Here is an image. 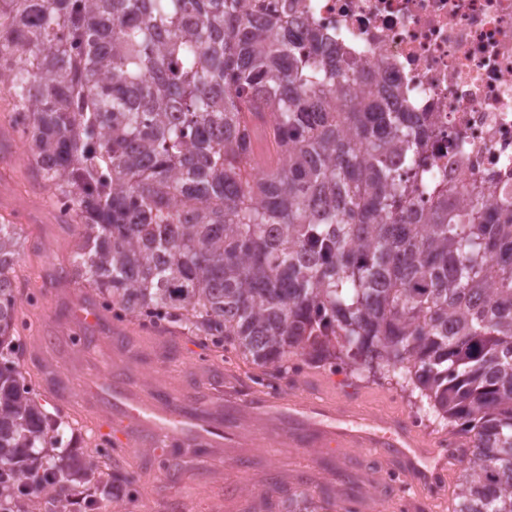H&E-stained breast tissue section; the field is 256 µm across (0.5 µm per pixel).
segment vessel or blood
<instances>
[{
    "label": "vessel or blood",
    "mask_w": 512,
    "mask_h": 512,
    "mask_svg": "<svg viewBox=\"0 0 512 512\" xmlns=\"http://www.w3.org/2000/svg\"><path fill=\"white\" fill-rule=\"evenodd\" d=\"M231 389L236 401L226 415L175 391L167 393L163 404L149 412L139 391L123 379L106 373L88 383L89 394L105 398L113 413L121 416L131 428H152L166 436L206 447L237 446L240 436L234 433L233 425L248 417L275 414L299 417L301 426H288L282 435L293 447L308 448L317 439L321 444L340 448H377L401 458L409 475L408 499L417 512H426L441 492L438 477L463 456L456 442L430 437L406 419L381 418L373 425H365L354 415L351 404L335 407L315 388L301 393L265 395L249 390L239 381L233 383ZM279 438L264 436L260 442L264 447L273 448ZM425 454L434 458L433 467L419 465V458Z\"/></svg>",
    "instance_id": "obj_1"
}]
</instances>
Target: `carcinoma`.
Wrapping results in <instances>:
<instances>
[{
    "label": "carcinoma",
    "mask_w": 512,
    "mask_h": 512,
    "mask_svg": "<svg viewBox=\"0 0 512 512\" xmlns=\"http://www.w3.org/2000/svg\"><path fill=\"white\" fill-rule=\"evenodd\" d=\"M299 8L0 0V96L82 227L65 277L265 368L257 383L313 363L396 379L466 447L452 512H512V199L434 182L430 113L358 90L319 29L288 27ZM20 249L1 223L0 512H94L126 482L26 384ZM334 498L296 491L284 512Z\"/></svg>",
    "instance_id": "1"
}]
</instances>
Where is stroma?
<instances>
[{
	"label": "stroma",
	"instance_id": "1",
	"mask_svg": "<svg viewBox=\"0 0 512 512\" xmlns=\"http://www.w3.org/2000/svg\"><path fill=\"white\" fill-rule=\"evenodd\" d=\"M8 108L0 100V221L21 229L24 247L15 267L16 282L21 294L36 297L19 308L28 325L23 364L46 409L81 415L85 429L107 422L112 434L130 441L118 452L132 493L105 499L97 512H252L261 502L265 512H280L289 492L303 487L315 496L325 487L338 489L336 512H405L399 485L382 478L398 468L395 457L333 446L280 448L271 455L261 448H203L170 438L157 442L149 432L129 429L120 416L87 396L86 378L107 361L113 371L138 382L144 396L176 388L216 407L222 401L208 375L233 371L247 380L258 369L239 357L222 361L191 339H173L107 311L101 324L70 332L73 307L95 300L91 291L61 274L69 265L79 227L57 220L50 193L35 178L27 152L5 118ZM313 383L324 387L330 401L352 398L372 418L410 419L418 411L395 383L345 371L306 367L284 378L282 387L291 392ZM64 392L72 395L73 404L63 403ZM242 456L249 459L244 474L228 465Z\"/></svg>",
	"mask_w": 512,
	"mask_h": 512
}]
</instances>
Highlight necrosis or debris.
<instances>
[{
    "instance_id": "obj_1",
    "label": "necrosis or debris",
    "mask_w": 512,
    "mask_h": 512,
    "mask_svg": "<svg viewBox=\"0 0 512 512\" xmlns=\"http://www.w3.org/2000/svg\"><path fill=\"white\" fill-rule=\"evenodd\" d=\"M358 72L383 71L402 107L433 115L432 176L512 196V0H306Z\"/></svg>"
}]
</instances>
